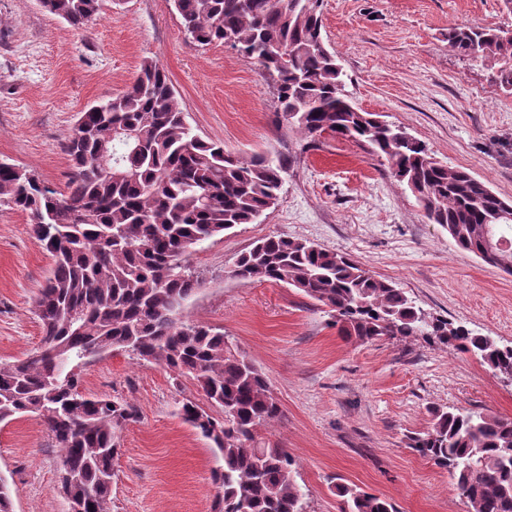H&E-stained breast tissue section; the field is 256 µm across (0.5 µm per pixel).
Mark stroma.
Returning a JSON list of instances; mask_svg holds the SVG:
<instances>
[{
    "instance_id": "35a3bbf8",
    "label": "stroma",
    "mask_w": 512,
    "mask_h": 512,
    "mask_svg": "<svg viewBox=\"0 0 512 512\" xmlns=\"http://www.w3.org/2000/svg\"><path fill=\"white\" fill-rule=\"evenodd\" d=\"M502 0H323L326 43L355 105L423 141L512 200V94L497 66L448 47L449 25L505 21ZM167 72L187 124L226 152L286 165L278 206L197 246L201 288L186 319L223 330L268 377L283 416L266 441L295 458L305 512H338L336 480L391 500L398 512H468L448 472L406 445L443 406L512 418V384L476 356L420 336L371 344L338 336L323 307L296 290L229 275L268 235L344 253L395 282L434 316L512 345V275L460 249L366 147L324 133L300 138L258 65L229 46L191 43L171 0H99L75 28L39 0H0V160L64 189V144L80 112L121 94L143 62ZM29 217L0 208V362L34 351L36 297L51 268ZM83 391L133 403L118 434L109 512H212L209 440L177 414L203 402L195 382L116 350L80 372ZM0 476L14 512H67L57 449L37 418L0 422Z\"/></svg>"
}]
</instances>
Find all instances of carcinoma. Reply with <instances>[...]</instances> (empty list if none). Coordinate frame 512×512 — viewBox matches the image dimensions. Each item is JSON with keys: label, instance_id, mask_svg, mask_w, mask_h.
Returning <instances> with one entry per match:
<instances>
[{"label": "carcinoma", "instance_id": "obj_1", "mask_svg": "<svg viewBox=\"0 0 512 512\" xmlns=\"http://www.w3.org/2000/svg\"><path fill=\"white\" fill-rule=\"evenodd\" d=\"M185 34L201 46L227 43L274 82L278 111L314 141L325 132L369 148L388 175L463 250L499 257L512 274V201L463 168H451L398 126L351 110L345 79L323 34L321 0H173ZM74 27L98 0H43ZM448 47L498 64L494 81L512 93V22L455 24ZM64 149L66 189L0 163V207L28 215L53 267L35 301L40 347L0 363V422L30 414L59 450L72 512H109L117 431L138 419L130 402L80 389V368L123 349L190 377L209 404L188 400L181 418L211 442L218 487L214 512H304L288 451L260 431L281 418L265 374L224 332L183 315L200 288L188 257L204 242L252 224L281 197L284 162L249 159L193 134L162 66L143 63L119 96L80 113ZM239 280L279 282L329 308L332 325L362 344L424 336L471 353L494 374L512 373V346L434 318L393 282L350 257L302 239L269 235L241 253ZM430 428L408 437L420 456L448 471L469 512H512V419L431 410ZM339 512H398L390 500L336 484Z\"/></svg>", "mask_w": 512, "mask_h": 512}]
</instances>
